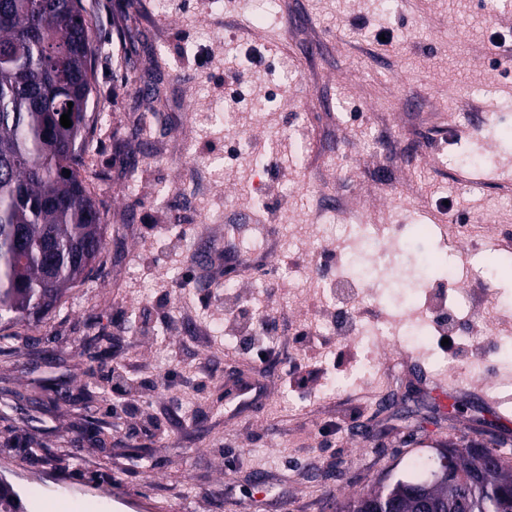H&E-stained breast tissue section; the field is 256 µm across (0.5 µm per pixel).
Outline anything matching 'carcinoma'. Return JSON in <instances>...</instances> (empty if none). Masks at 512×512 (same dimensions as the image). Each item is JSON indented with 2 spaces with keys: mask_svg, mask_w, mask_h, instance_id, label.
Wrapping results in <instances>:
<instances>
[{
  "mask_svg": "<svg viewBox=\"0 0 512 512\" xmlns=\"http://www.w3.org/2000/svg\"><path fill=\"white\" fill-rule=\"evenodd\" d=\"M21 42L24 59L0 66V326L40 322L83 281L104 247L99 206L78 170L97 120L89 111L94 83L91 23L81 0H0V45ZM73 106H68V103ZM69 114L71 127L60 124ZM70 175H65V171ZM476 483L434 486L440 464L419 469L336 500V512H360L376 494L420 512L415 491L445 503L448 492L470 512H512V460Z\"/></svg>",
  "mask_w": 512,
  "mask_h": 512,
  "instance_id": "carcinoma-1",
  "label": "carcinoma"
}]
</instances>
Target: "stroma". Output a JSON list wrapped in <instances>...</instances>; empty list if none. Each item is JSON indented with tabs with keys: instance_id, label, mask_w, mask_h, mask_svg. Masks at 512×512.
<instances>
[{
	"instance_id": "obj_1",
	"label": "stroma",
	"mask_w": 512,
	"mask_h": 512,
	"mask_svg": "<svg viewBox=\"0 0 512 512\" xmlns=\"http://www.w3.org/2000/svg\"><path fill=\"white\" fill-rule=\"evenodd\" d=\"M82 3L100 118L80 175L102 213L104 248L33 341L0 339V388L41 401L60 382L93 401L0 406V470L31 512L60 480L78 512H334L333 497L368 490L416 454L468 444L512 454V424L483 398L512 401V143L483 121L495 112L512 125V70L484 55L492 38L512 44L506 0H282L257 28L253 0H140L133 12L123 0ZM383 29L392 44L375 41ZM286 60L295 77L284 85ZM228 66L239 75L234 99ZM144 85L149 96L137 95ZM157 103L160 121L142 128ZM462 144L493 166L464 171ZM463 173L479 191L455 192ZM262 204L269 228L254 237L278 273L238 272L225 290L223 260L199 264L198 248L223 242L235 214ZM350 205L385 237L386 257L371 260L360 290L377 308L333 303L309 257L348 234L318 224V212ZM456 239L483 271L469 285L477 309L460 323L466 340L451 349L466 376L456 401L435 392L437 334L430 348L393 347L346 384L365 349L335 333L331 361L310 364L308 386H283V371L307 362L297 332L336 311L365 321L401 310L409 295L394 279L412 274L407 243L451 265ZM239 297L259 322L278 323V365L219 353L209 329L241 333L220 311ZM170 348L183 367L159 381L148 422L126 428L112 414L108 370L130 361L150 374ZM201 363L210 377L197 387L187 369ZM242 378L265 388L250 411L234 396ZM30 441L38 456L25 454Z\"/></svg>"
}]
</instances>
